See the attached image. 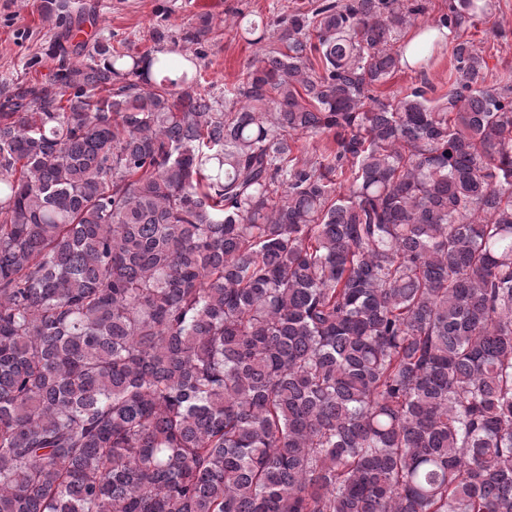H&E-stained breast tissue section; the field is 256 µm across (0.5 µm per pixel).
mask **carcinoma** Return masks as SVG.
<instances>
[{
	"mask_svg": "<svg viewBox=\"0 0 512 512\" xmlns=\"http://www.w3.org/2000/svg\"><path fill=\"white\" fill-rule=\"evenodd\" d=\"M43 10L61 63L0 90V512H512V75L456 41L447 101L382 99L425 7L333 0L221 99L165 29Z\"/></svg>",
	"mask_w": 512,
	"mask_h": 512,
	"instance_id": "obj_1",
	"label": "carcinoma"
}]
</instances>
